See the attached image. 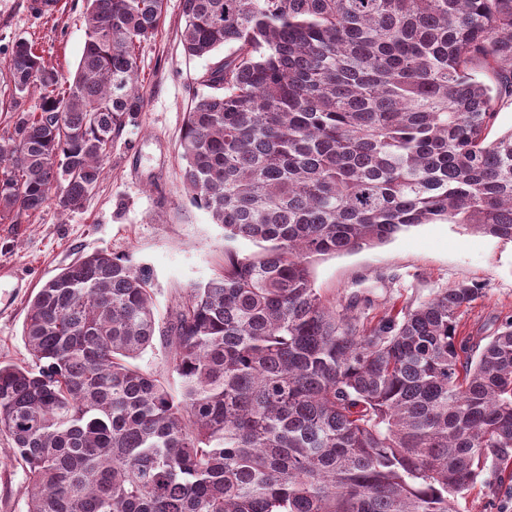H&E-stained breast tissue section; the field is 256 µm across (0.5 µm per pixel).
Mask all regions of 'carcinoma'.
<instances>
[{"label":"carcinoma","mask_w":512,"mask_h":512,"mask_svg":"<svg viewBox=\"0 0 512 512\" xmlns=\"http://www.w3.org/2000/svg\"><path fill=\"white\" fill-rule=\"evenodd\" d=\"M164 0H85L72 80L8 60L0 222L82 206L144 108L137 55ZM198 78L182 127L195 206L224 249L165 328L148 272L82 254L28 301L0 363V433L27 512H458L512 479V318L487 341L466 282L369 316L314 288L317 256L448 222L512 240V0H182ZM169 349L180 397L136 363Z\"/></svg>","instance_id":"carcinoma-1"}]
</instances>
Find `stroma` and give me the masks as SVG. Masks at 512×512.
<instances>
[{
  "mask_svg": "<svg viewBox=\"0 0 512 512\" xmlns=\"http://www.w3.org/2000/svg\"><path fill=\"white\" fill-rule=\"evenodd\" d=\"M181 0H164L163 23L138 50V82L145 106L111 149L105 174L82 207L60 212L47 204L17 219L18 233L0 231V267L25 287L13 309H0V362H28L22 336L26 304L41 285L79 253L108 250L151 272L156 314L167 323L191 285L207 281L224 262L221 226L197 208L182 179L181 133L187 106L210 66L185 55ZM31 42L48 66L75 73L84 40L83 0L65 11L37 15L27 0H0V95L7 94L9 52ZM314 286L328 299L367 290L370 315L418 302L459 282L481 293L460 317L466 331L485 336L512 316V241L460 224H421L389 242L325 255L312 264ZM0 434V512H27L28 471ZM458 512H512V484L481 474L457 503Z\"/></svg>",
  "mask_w": 512,
  "mask_h": 512,
  "instance_id": "35a3bbf8",
  "label": "stroma"
}]
</instances>
